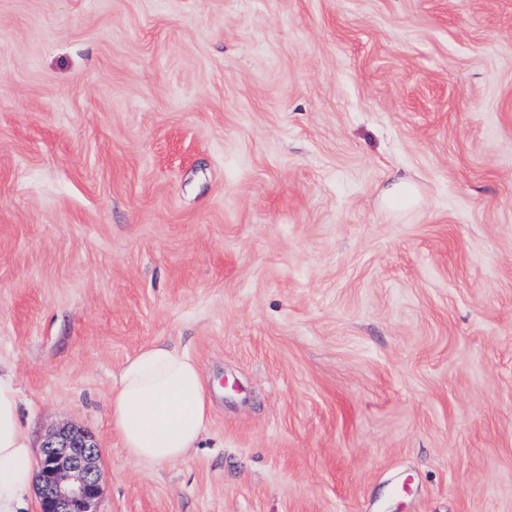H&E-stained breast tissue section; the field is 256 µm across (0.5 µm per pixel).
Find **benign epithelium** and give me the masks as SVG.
<instances>
[{
    "label": "benign epithelium",
    "instance_id": "benign-epithelium-1",
    "mask_svg": "<svg viewBox=\"0 0 512 512\" xmlns=\"http://www.w3.org/2000/svg\"><path fill=\"white\" fill-rule=\"evenodd\" d=\"M100 457L94 437L80 428L47 436L36 472L40 512H97L102 493Z\"/></svg>",
    "mask_w": 512,
    "mask_h": 512
}]
</instances>
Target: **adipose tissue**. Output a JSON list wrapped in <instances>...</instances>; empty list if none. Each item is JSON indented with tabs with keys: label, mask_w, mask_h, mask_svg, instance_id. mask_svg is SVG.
Returning a JSON list of instances; mask_svg holds the SVG:
<instances>
[{
	"label": "adipose tissue",
	"mask_w": 512,
	"mask_h": 512,
	"mask_svg": "<svg viewBox=\"0 0 512 512\" xmlns=\"http://www.w3.org/2000/svg\"><path fill=\"white\" fill-rule=\"evenodd\" d=\"M210 411L195 360L162 343L143 346L127 359L109 399L125 451L150 465L186 458L202 439ZM34 464L15 377L0 372V512H22Z\"/></svg>",
	"instance_id": "ef3b65f1"
}]
</instances>
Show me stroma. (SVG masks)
I'll return each instance as SVG.
<instances>
[{
  "label": "stroma",
  "instance_id": "stroma-1",
  "mask_svg": "<svg viewBox=\"0 0 512 512\" xmlns=\"http://www.w3.org/2000/svg\"><path fill=\"white\" fill-rule=\"evenodd\" d=\"M155 341L212 403L161 466ZM0 369L99 512H512V0H0ZM383 199L389 206L407 208L418 204L419 195L417 187L412 181L396 178L387 187ZM210 411L195 360L162 343L143 346L127 359L109 399L125 451L150 465L184 459L198 448Z\"/></svg>",
  "mask_w": 512,
  "mask_h": 512
}]
</instances>
